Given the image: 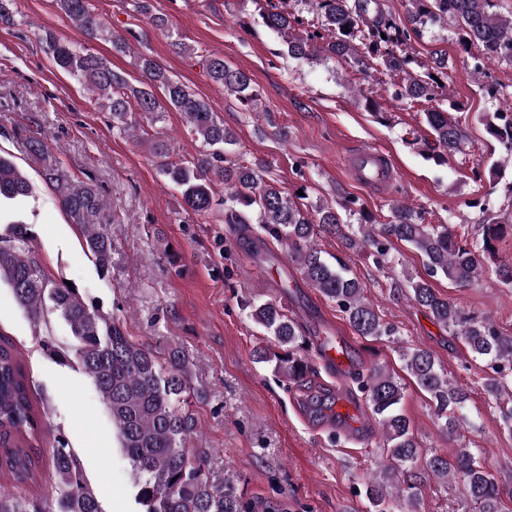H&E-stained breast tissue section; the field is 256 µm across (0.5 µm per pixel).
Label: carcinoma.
<instances>
[{
	"mask_svg": "<svg viewBox=\"0 0 512 512\" xmlns=\"http://www.w3.org/2000/svg\"><path fill=\"white\" fill-rule=\"evenodd\" d=\"M307 2L320 18L321 31L312 35L295 34L299 19L284 8L272 5L260 13L264 26L283 39L288 56L350 61L365 74L374 61L402 79L400 97L412 102L434 101L437 90L445 88L439 81L448 77L444 60H436L432 66L417 63L406 49L411 35L419 34L428 24L454 21L462 49L476 52L477 68L485 59L512 62V17L491 12L494 0H408L406 20L399 23L383 16L377 0ZM55 4L83 40L101 38L112 42L115 52L129 51L127 40L105 27L90 0H55ZM18 13L16 0H0V25H14ZM37 39L60 70L96 95L100 107L112 116V128L117 132L136 138L146 133L142 121L153 125L166 112L181 113L200 139L202 151L190 160L173 161L174 148L162 140L154 144L153 154L159 159L160 174L180 189L187 209L207 217L220 206L224 223L238 225L241 232L257 224L266 236L286 244L290 260L323 296L336 302L358 335L393 338L399 331L382 320L365 298L362 283L350 275L346 265H332L323 258L315 239L322 233L337 236L348 249L370 253L379 266L392 261L389 246L393 240L410 245L421 255L426 277L406 274L398 291L460 338L472 359L486 363L492 374L484 378V391L495 401L508 394V401L498 408L503 428L512 433V336L501 335L490 320L464 311L432 285L439 277L458 286L477 281L485 261L495 252V243L505 235L506 225L484 223L481 241L470 242L455 225L425 224L420 212L395 204L387 223L361 222L354 232L340 211L353 212L356 199L344 197L309 209L300 202L302 196L287 195L277 183L264 178L265 163L224 164V151L237 144L236 135L205 100L153 59L137 56L142 80L133 85L105 59L85 52L77 41H61L49 31ZM413 63L420 71L411 67ZM205 69L210 80L244 110L259 111L260 94L246 72L228 64L218 52L205 58ZM484 121L488 133L512 156V106L487 114ZM424 122L432 132V140L426 141L427 159L442 164L462 151L467 133L459 122L448 118L447 110L439 106L426 110ZM30 149L40 157L43 179L54 188L60 207L81 229L86 253L99 272L107 273L114 244L104 225L96 223L103 207L98 189L88 183L73 184L59 163L46 155L41 141H30ZM218 184L224 186L220 200L215 199ZM33 193L27 175L0 156V223L9 225L8 234L0 238V282L11 288L33 325L51 311L69 326L73 347L50 353L61 362L75 357L94 379L132 467L140 512H251L234 480L226 474L224 480L214 481L207 450L192 444L199 432L192 401L203 399V392L192 383L191 363L177 349L159 356L150 347L133 342L115 319L102 315L77 289L48 278L32 256L31 232L16 204ZM248 307L263 333L287 349L280 355L268 346L257 347L253 351L256 362L273 361L276 373L293 384L302 383L312 367L295 354L304 349L297 324L273 302L250 303ZM400 358L404 370L435 405L444 433L457 436L469 392L448 380L426 348L403 347ZM353 379L378 421L380 447L390 457L385 473L372 478L365 488V496L377 512H418L415 486L391 491L398 473L417 465L438 479L455 476L479 512H503L497 479L472 449L462 446L450 457L422 453L402 410L405 386L396 374L373 367L356 371ZM36 426L37 414L21 365L12 346L4 342L0 344V469L7 470L18 483L35 478L36 463L23 441ZM52 463L59 477L54 492L26 497L0 488V512H102L84 481L76 455L62 439L52 449Z\"/></svg>",
	"mask_w": 512,
	"mask_h": 512,
	"instance_id": "obj_1",
	"label": "carcinoma"
}]
</instances>
